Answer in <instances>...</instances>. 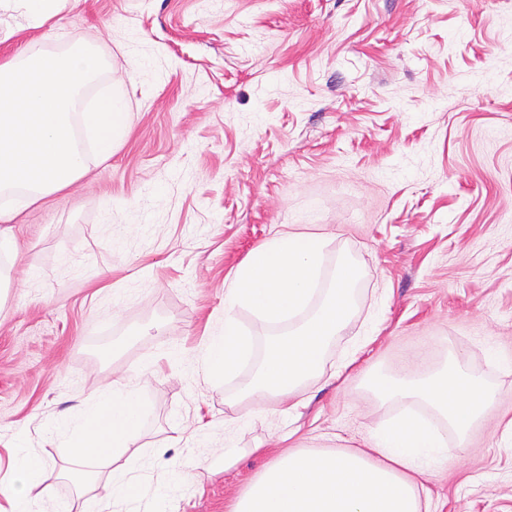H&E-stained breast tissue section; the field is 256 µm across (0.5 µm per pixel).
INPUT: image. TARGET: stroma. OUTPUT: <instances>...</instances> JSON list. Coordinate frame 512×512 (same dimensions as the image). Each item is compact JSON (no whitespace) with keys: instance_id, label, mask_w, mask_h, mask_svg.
Wrapping results in <instances>:
<instances>
[{"instance_id":"stroma-1","label":"stroma","mask_w":512,"mask_h":512,"mask_svg":"<svg viewBox=\"0 0 512 512\" xmlns=\"http://www.w3.org/2000/svg\"><path fill=\"white\" fill-rule=\"evenodd\" d=\"M78 41L105 64L80 111L121 99L130 126L18 215L19 251L0 254V484L21 436L46 506L75 500L67 442L45 435L122 379L147 413L116 512H229L271 449H363L430 415L375 375L453 366L496 400L467 433L443 426L432 512H512V0H69L37 28L0 10V62ZM283 229L328 239L313 304L356 271L324 376L287 414L240 391L266 337L309 312L237 309L252 355L235 376L211 377L203 348L238 265Z\"/></svg>"}]
</instances>
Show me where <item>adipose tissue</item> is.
<instances>
[{
	"instance_id": "adipose-tissue-1",
	"label": "adipose tissue",
	"mask_w": 512,
	"mask_h": 512,
	"mask_svg": "<svg viewBox=\"0 0 512 512\" xmlns=\"http://www.w3.org/2000/svg\"><path fill=\"white\" fill-rule=\"evenodd\" d=\"M83 124L97 139L115 143L129 124L128 107L109 101L104 109L84 113ZM325 247L322 237L279 232L237 267L224 291V331L207 342L211 375L233 374L249 354L250 343L232 310L246 306L262 320L280 323L307 307ZM352 277L350 268H341L309 321L267 350L261 370L243 390L245 398L259 405L271 398L288 402L305 378L319 373L325 346L350 316L353 303L346 288ZM373 383L386 396L425 400L461 433L492 403L479 378L455 368L419 379L395 369L375 376ZM144 415L137 396L116 382L86 399L76 420L61 424L69 443L67 475L78 478L82 493L92 494L100 512H107L128 487L127 469L113 467L112 459L129 446L132 429ZM446 454L445 439L412 418L384 428L365 452L309 454L288 448L271 458L231 512H428L417 476ZM15 468V482L1 485L0 497L9 512H32L36 467L20 451Z\"/></svg>"
}]
</instances>
